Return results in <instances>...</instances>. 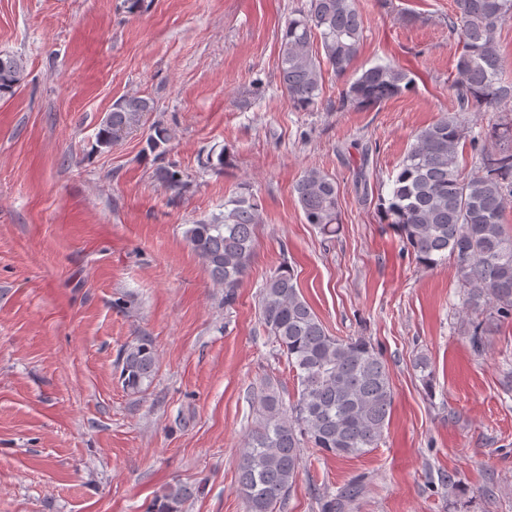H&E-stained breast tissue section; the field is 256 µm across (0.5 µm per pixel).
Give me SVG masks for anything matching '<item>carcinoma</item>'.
Returning <instances> with one entry per match:
<instances>
[{
	"label": "carcinoma",
	"mask_w": 512,
	"mask_h": 512,
	"mask_svg": "<svg viewBox=\"0 0 512 512\" xmlns=\"http://www.w3.org/2000/svg\"><path fill=\"white\" fill-rule=\"evenodd\" d=\"M455 7L448 27L459 46L456 78L449 85L456 113L441 115L411 136L383 215L420 265L453 259L464 311L478 313L490 306L501 320H512V232L504 224L512 206V118L476 133L458 116L512 103V77L497 39L502 21L512 16V0H455ZM362 42L356 0H307L288 19L279 46V82L288 101L298 108L315 105L322 91V64L345 76ZM23 80L22 60L1 54L0 96L14 93ZM412 86V77L399 64H376L349 82L343 102L376 106ZM152 109L151 101L140 96L120 99L96 133L97 148L111 146L118 133ZM170 140L169 129L156 125L147 146L162 155ZM463 142L476 154L467 173L459 158ZM155 175L176 195L185 187L174 165L158 167ZM293 191L305 222L328 238L335 236L340 224L336 180L311 168ZM261 223V204L246 189L225 199L223 211L185 231L191 250L224 286L229 305L250 269ZM259 304L267 335L296 373L298 394L287 411L272 389L257 398L259 420L242 448L238 483L248 512H276L302 468L301 448L338 458L369 452L384 435L394 394L380 354L364 339L330 335L289 267H279L266 279ZM119 364L124 386L140 389L156 367L152 340L140 338L122 350ZM361 490L357 480L347 484L324 500L323 512H345ZM192 495L189 488L170 487L155 500L153 512H178Z\"/></svg>",
	"instance_id": "cac0c4a2"
}]
</instances>
